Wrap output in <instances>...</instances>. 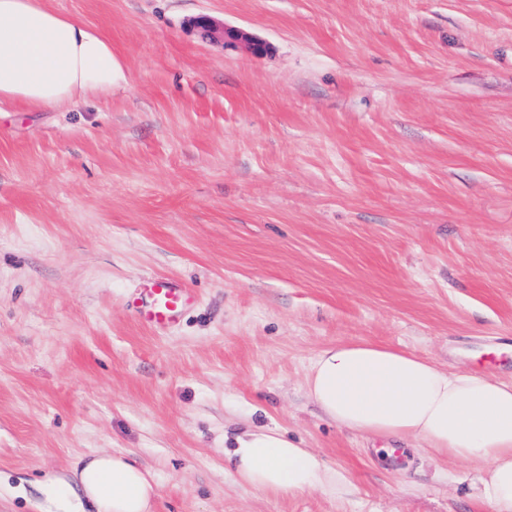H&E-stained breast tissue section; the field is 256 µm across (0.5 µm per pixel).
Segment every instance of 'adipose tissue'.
Segmentation results:
<instances>
[{
	"instance_id": "ef3b65f1",
	"label": "adipose tissue",
	"mask_w": 512,
	"mask_h": 512,
	"mask_svg": "<svg viewBox=\"0 0 512 512\" xmlns=\"http://www.w3.org/2000/svg\"><path fill=\"white\" fill-rule=\"evenodd\" d=\"M128 82L101 31L51 10L44 0H0V110L71 111ZM308 396L349 431L394 443L422 442L434 457L479 466L475 497L512 512V384L458 372L367 341L322 349L306 376ZM237 481L273 493L342 492L347 479L279 428L250 424L232 435L227 456ZM55 512H152L154 480L131 456L80 458L72 478L44 485Z\"/></svg>"
}]
</instances>
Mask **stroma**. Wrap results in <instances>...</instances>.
I'll use <instances>...</instances> for the list:
<instances>
[{
  "mask_svg": "<svg viewBox=\"0 0 512 512\" xmlns=\"http://www.w3.org/2000/svg\"><path fill=\"white\" fill-rule=\"evenodd\" d=\"M46 4L129 86L0 114V512H50L46 477L96 452L151 472L153 512H493L475 467L391 463L305 378L342 340L512 381V0ZM157 275L195 292L166 330L132 306ZM247 421L353 492L237 482ZM195 25L210 39L214 41L222 40L225 46H239L253 56H262L268 50L266 43L254 38L244 30L237 27H228L226 25L218 27L214 24L213 20L207 16L196 18Z\"/></svg>",
  "mask_w": 512,
  "mask_h": 512,
  "instance_id": "stroma-1",
  "label": "stroma"
}]
</instances>
